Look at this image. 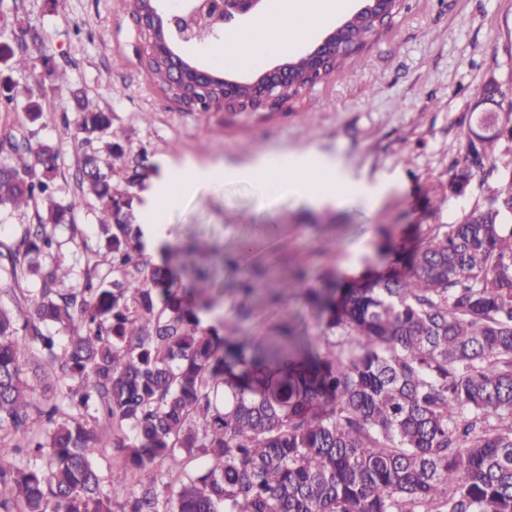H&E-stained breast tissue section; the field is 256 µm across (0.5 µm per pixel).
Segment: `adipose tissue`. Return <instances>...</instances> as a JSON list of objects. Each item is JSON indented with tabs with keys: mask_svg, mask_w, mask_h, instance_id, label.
<instances>
[{
	"mask_svg": "<svg viewBox=\"0 0 512 512\" xmlns=\"http://www.w3.org/2000/svg\"><path fill=\"white\" fill-rule=\"evenodd\" d=\"M347 4L348 0H269L267 9L254 22L225 33L223 41L211 46L209 52L237 68L257 58L280 56L305 42L319 24L329 22ZM230 181L251 184L261 204L279 195L294 194L316 206L354 196L374 206L395 183L387 176L378 184H368L340 160L306 148L277 157L262 153L238 163L220 159L201 162L187 156L165 170L154 194L169 199Z\"/></svg>",
	"mask_w": 512,
	"mask_h": 512,
	"instance_id": "ef3b65f1",
	"label": "adipose tissue"
}]
</instances>
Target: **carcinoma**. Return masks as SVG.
I'll return each instance as SVG.
<instances>
[{"mask_svg":"<svg viewBox=\"0 0 512 512\" xmlns=\"http://www.w3.org/2000/svg\"><path fill=\"white\" fill-rule=\"evenodd\" d=\"M10 71L30 58L0 44ZM171 88L168 68L147 61ZM81 143L109 139L112 161L87 155L80 186L100 205L109 271L56 287L37 257L70 205L57 200L52 147L10 145L0 209L46 206L10 257L11 277L42 280L18 311L0 306V432L18 464L0 466V512H112L90 429L133 432L137 475L122 512H512V169L456 224L381 271L308 291L326 314L325 351L297 360L282 331L263 347H227L203 328L173 271L140 261L131 198L112 186L124 155L109 113L74 95ZM448 192L512 152V113H479ZM42 167L35 173V167ZM70 330L62 345L43 333ZM43 379L72 380L53 403L20 378L32 349ZM178 470L163 482L158 462Z\"/></svg>","mask_w":512,"mask_h":512,"instance_id":"1","label":"carcinoma"}]
</instances>
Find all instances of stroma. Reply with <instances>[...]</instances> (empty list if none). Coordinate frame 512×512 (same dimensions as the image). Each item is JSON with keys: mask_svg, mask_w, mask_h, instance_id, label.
<instances>
[{"mask_svg": "<svg viewBox=\"0 0 512 512\" xmlns=\"http://www.w3.org/2000/svg\"><path fill=\"white\" fill-rule=\"evenodd\" d=\"M127 0H0V44L24 50L32 68L10 74L15 105L0 109V142L28 139L50 143L57 155L60 197L71 205L68 221L55 231L41 263L62 265L68 288L102 279L107 265L98 254L99 206L78 181L84 149L76 138L74 91L112 115L122 134L124 157L113 183L141 205L159 176L162 162L190 155L200 160L242 159L249 152L283 155L309 146L340 156L369 182L395 175L396 187L378 207L345 201L318 209L294 195L259 205L248 183L223 190L199 189L156 211L175 245L191 240L213 249L204 262L211 270L209 296L222 334L243 340L275 335L284 322L299 325L311 339L324 326L300 289H284L293 271L305 270L320 287L330 273L344 277L346 263L359 269L381 266L386 252L415 245L416 234L453 224L483 202L511 158L485 161L464 196L448 193L453 164L463 159L472 125L474 93L489 79L512 90V0H404L391 24L372 36L325 80L256 109L193 110L154 83L145 68L144 44L131 21ZM39 40H32L31 31ZM193 64L234 81L247 82L273 67L270 59L229 68L223 58L207 59L204 49L182 46ZM64 71L57 80L55 71ZM42 116L30 123L28 99ZM143 165L145 178L128 182ZM39 221L35 208L0 212V305L13 307V293H36L39 278L22 283L5 274L9 256L24 231ZM251 240V251L240 248ZM250 283L251 295L236 285ZM93 458L113 489L133 487L119 439L92 432Z\"/></svg>", "mask_w": 512, "mask_h": 512, "instance_id": "obj_1", "label": "stroma"}]
</instances>
